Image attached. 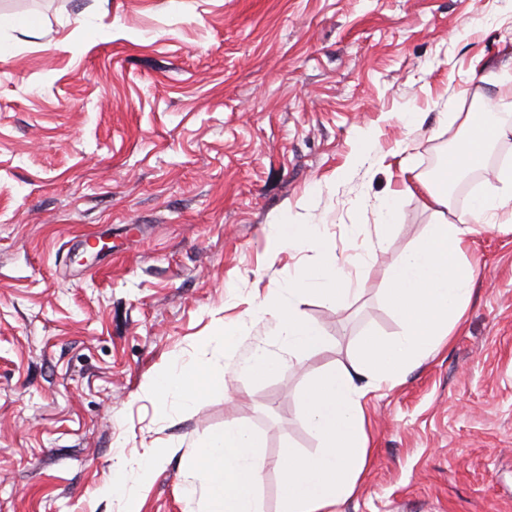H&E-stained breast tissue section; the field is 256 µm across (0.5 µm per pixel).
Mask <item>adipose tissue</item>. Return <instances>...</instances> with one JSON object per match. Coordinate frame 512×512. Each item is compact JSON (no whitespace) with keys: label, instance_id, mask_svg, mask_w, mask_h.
Listing matches in <instances>:
<instances>
[{"label":"adipose tissue","instance_id":"adipose-tissue-1","mask_svg":"<svg viewBox=\"0 0 512 512\" xmlns=\"http://www.w3.org/2000/svg\"><path fill=\"white\" fill-rule=\"evenodd\" d=\"M510 132L511 113H469L463 136L448 151L442 183L424 187L429 201L446 205L445 184L481 167L489 147ZM509 208L512 165L499 170L495 182L471 200L465 214L453 222L444 219L430 225L386 269L387 304L402 331L388 340L365 337L353 359L327 369L307 386L303 406L307 425L320 440L317 453L301 455L288 448L277 459H267L260 451L259 435L236 421L198 446L194 467L205 484L203 512H264L258 487L270 467L284 476L280 512H340L366 462L364 396L369 390L397 384L452 335L474 292L473 272L464 260L467 239L476 227H494L498 214ZM272 249L311 250L318 259L299 266L287 286L269 289L257 312L273 320L289 352L318 349L325 336L319 325L300 316L298 295L316 291L330 303L354 294L355 282L344 260L325 242L320 225H281Z\"/></svg>","mask_w":512,"mask_h":512}]
</instances>
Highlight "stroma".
I'll return each mask as SVG.
<instances>
[{"label":"stroma","instance_id":"1","mask_svg":"<svg viewBox=\"0 0 512 512\" xmlns=\"http://www.w3.org/2000/svg\"><path fill=\"white\" fill-rule=\"evenodd\" d=\"M36 18L0 60V512H124L100 496L116 458H165L141 512H189L196 446L247 423L263 452H316L303 389L368 335L401 325L382 273L438 217L512 164V136L448 188L417 181L468 113L512 97V0H0ZM93 16V27L79 24ZM373 160L352 169L359 130ZM413 192H405V185ZM390 236L340 303L298 297L325 347L288 353L254 304L312 251L272 253L280 224H319L338 255L362 248L378 202ZM110 252L78 261L87 239ZM475 291L449 345L369 391L367 464L342 512H512V233L471 236ZM234 321L225 352L214 321ZM264 346L262 379L237 363ZM210 361L224 385L159 410L143 387ZM398 202V196L397 195H391L383 200H380L379 207L381 214L383 216V222L382 224H376L375 225V231H376V245H380L382 241H384L391 232L393 224H391V215L396 207Z\"/></svg>","mask_w":512,"mask_h":512}]
</instances>
